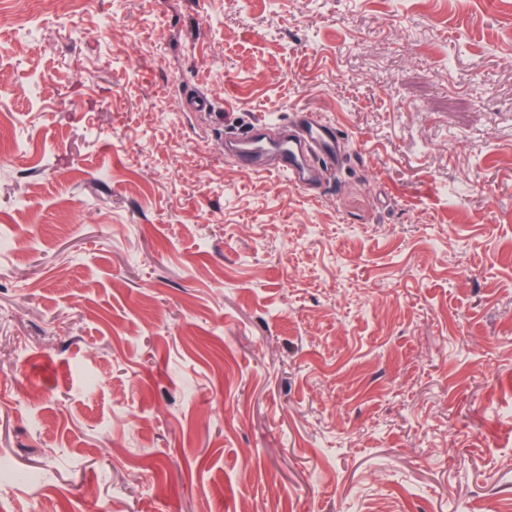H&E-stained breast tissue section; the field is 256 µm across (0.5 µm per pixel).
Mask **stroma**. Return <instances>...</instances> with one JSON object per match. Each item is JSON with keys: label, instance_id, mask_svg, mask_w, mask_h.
I'll list each match as a JSON object with an SVG mask.
<instances>
[{"label": "stroma", "instance_id": "stroma-1", "mask_svg": "<svg viewBox=\"0 0 512 512\" xmlns=\"http://www.w3.org/2000/svg\"><path fill=\"white\" fill-rule=\"evenodd\" d=\"M35 25L0 26L7 512H512V0ZM296 112L344 139L314 190L225 158Z\"/></svg>", "mask_w": 512, "mask_h": 512}]
</instances>
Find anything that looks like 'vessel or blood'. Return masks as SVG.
<instances>
[{
  "instance_id": "1",
  "label": "vessel or blood",
  "mask_w": 512,
  "mask_h": 512,
  "mask_svg": "<svg viewBox=\"0 0 512 512\" xmlns=\"http://www.w3.org/2000/svg\"><path fill=\"white\" fill-rule=\"evenodd\" d=\"M266 124L251 123L234 135L233 155L247 170L287 174L299 187H307L314 164L336 166L342 159L341 136L332 122L312 112H297L281 124L280 137L265 134Z\"/></svg>"
}]
</instances>
